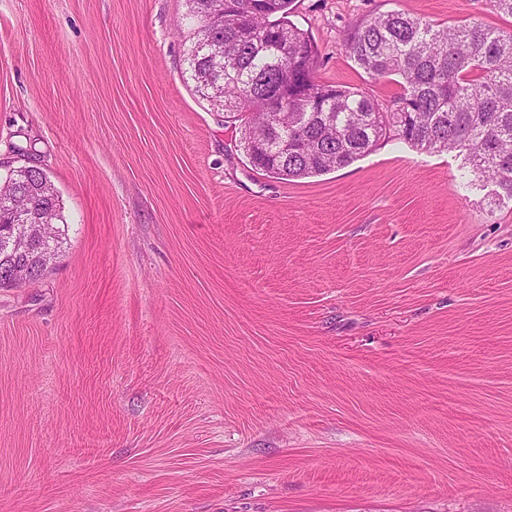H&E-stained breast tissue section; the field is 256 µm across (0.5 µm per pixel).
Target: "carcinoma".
<instances>
[{
	"mask_svg": "<svg viewBox=\"0 0 512 512\" xmlns=\"http://www.w3.org/2000/svg\"><path fill=\"white\" fill-rule=\"evenodd\" d=\"M293 0H185L195 20L186 61L201 98L247 115L243 151L283 180L349 166L388 135L426 152L459 150L471 172L512 197V31L479 24L433 25L406 12L372 15L346 42L374 79L397 77L396 107L314 76L316 50L289 19ZM224 43V71L210 67L211 38ZM270 112L288 113V131L257 136ZM288 140V153L281 145ZM0 189L63 221L62 200L40 168L19 166Z\"/></svg>",
	"mask_w": 512,
	"mask_h": 512,
	"instance_id": "carcinoma-1",
	"label": "carcinoma"
}]
</instances>
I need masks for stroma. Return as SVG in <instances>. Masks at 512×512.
Wrapping results in <instances>:
<instances>
[{"label":"stroma","mask_w":512,"mask_h":512,"mask_svg":"<svg viewBox=\"0 0 512 512\" xmlns=\"http://www.w3.org/2000/svg\"><path fill=\"white\" fill-rule=\"evenodd\" d=\"M394 10L294 0L316 77L388 104L345 39ZM184 0H0V176L66 244L0 288V512H512V198L380 143L285 181L193 89ZM14 169L12 177L0 180V189L13 193L14 196H21L19 203H23L25 199L29 207L41 206V210L48 212L47 224H64L62 200L48 175L42 169L32 166H19ZM33 185L38 189L36 196L25 190Z\"/></svg>","instance_id":"stroma-1"}]
</instances>
